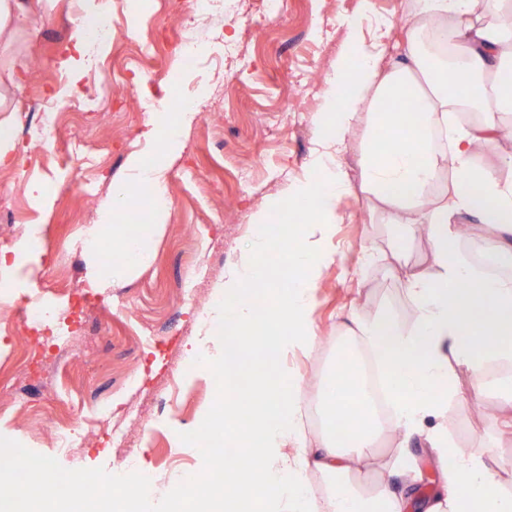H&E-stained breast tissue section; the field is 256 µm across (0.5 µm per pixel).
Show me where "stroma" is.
Listing matches in <instances>:
<instances>
[{"instance_id":"stroma-1","label":"stroma","mask_w":512,"mask_h":512,"mask_svg":"<svg viewBox=\"0 0 512 512\" xmlns=\"http://www.w3.org/2000/svg\"><path fill=\"white\" fill-rule=\"evenodd\" d=\"M359 4L284 0L279 14L261 22L247 39L238 32L237 0H224L223 8L211 9L194 31L196 67L184 70L171 63L164 79L155 75L157 57L171 51L183 20L194 18L201 0H112V37L98 51L107 66L95 82L69 86L61 66L72 21L85 0H56L35 28H21L12 47H0V72L15 59L41 61L40 69L29 70L14 89V111L0 112V121L8 123L16 139L34 141L43 100H52L64 114L60 132L40 153L29 154L21 168L0 169V196L18 203L14 223H0V237L40 228L39 265L20 295H31L49 281L55 289L45 298L55 304L69 289L85 287L81 235L96 222L113 184L129 179V156L145 151L141 133L147 108L159 99L174 106L187 101L197 113L168 171L169 205L164 226L154 235L151 263L106 291L107 307L82 324L85 348L71 355L53 384L20 381L24 338L34 325L29 314L15 311L0 325V443L21 455L40 454L58 487L76 489L88 472L105 483L116 467L114 455L100 448L84 449L70 459L55 454L50 430L76 414H144L126 448L131 468L144 469L161 492L153 512H167V490L214 459L209 443L192 434L214 392L212 379L191 366L201 337L200 315L184 303L183 294L189 288L211 291L222 283L256 233L251 213L268 195L285 193L289 184L309 175L318 149L321 99L300 94L291 71H310L316 85H323L344 49L340 21ZM230 32L244 46L246 73L224 65ZM148 42L156 53L146 65L125 66L133 45ZM219 91L224 110L213 124L201 109ZM84 94L96 95V110L72 112L75 97ZM76 137L93 147L96 170H88L72 152L70 142ZM190 161L203 169L204 179L185 177ZM40 185L46 196L38 195ZM340 207L349 218L334 226L326 243L332 260L323 269L312 311L320 342L309 353L289 354L282 364L284 371L306 380L322 378L331 365L337 329L349 311L371 316L384 309L404 325L415 318L398 277L360 263L363 248L383 244L385 230L366 220L359 187L351 188ZM362 278L368 287H358ZM453 438L468 451L492 447L500 486L512 491V439L500 433L497 416L479 413L473 402L456 401ZM410 453L419 473L416 484L363 463L356 464L354 475L366 487L386 482L403 497L406 512H425L440 488L439 465L430 448L416 445Z\"/></svg>"}]
</instances>
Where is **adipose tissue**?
<instances>
[{
	"mask_svg": "<svg viewBox=\"0 0 512 512\" xmlns=\"http://www.w3.org/2000/svg\"><path fill=\"white\" fill-rule=\"evenodd\" d=\"M111 7L112 0H88L74 24L66 67L81 70L93 26ZM364 18L361 11L346 18L347 52L326 75L321 149L310 162L314 176L290 190L295 224L285 234L272 231L267 219L283 203L274 194L265 199L251 215L258 234L201 319L206 335L198 369L228 383L240 374L244 337L272 324L281 332L261 368L251 372L255 386L239 400L247 422H239L218 395L196 427L203 434L225 431L237 446L255 449L261 460L256 478L226 468L224 496L215 503L203 478L187 477L170 496L189 512H238L240 500L252 497L257 512H313V474L326 484L322 512H404V500L386 483L365 490L351 477L354 463L372 459L389 433L400 442L385 466L407 480L417 477L407 452L411 439L437 453L445 493L428 512H512V493L498 488L493 449L476 456L451 439L454 401L481 400L493 385L512 397V378L494 384L487 372L490 360L512 359V277L477 273L458 255L456 230L463 222L484 225L491 253L512 245V178L476 161L478 148L492 145L502 119L512 116V0H414L399 22L376 21L369 40ZM449 75L457 85L453 93L445 83ZM465 112L478 113V120H462ZM194 117L186 106L151 113L142 133L151 152L130 155L132 185L113 186L84 234L86 280L94 291L118 286L151 262L152 225L115 235L112 216L128 210L136 189L154 219H163L169 160ZM354 134L365 209L388 229L383 246L366 250L364 263L396 271L416 318L403 326L385 310L369 318L349 312L336 359L319 384L320 427L313 434L304 421V381L280 373L279 366L288 352L305 353L318 342L311 311L331 259L326 241L345 218L338 202L351 181L340 155ZM420 224L428 227L431 254L427 264L411 265L406 256ZM107 234L115 246L108 264L100 260ZM38 240V228H30L9 255H0V288L29 277ZM271 255L285 260L287 284L269 273L265 260ZM259 283L267 300L261 311L251 301ZM486 325L494 341L480 350L474 336ZM460 367L470 375L465 390L455 379Z\"/></svg>",
	"mask_w": 512,
	"mask_h": 512,
	"instance_id": "obj_1",
	"label": "adipose tissue"
}]
</instances>
